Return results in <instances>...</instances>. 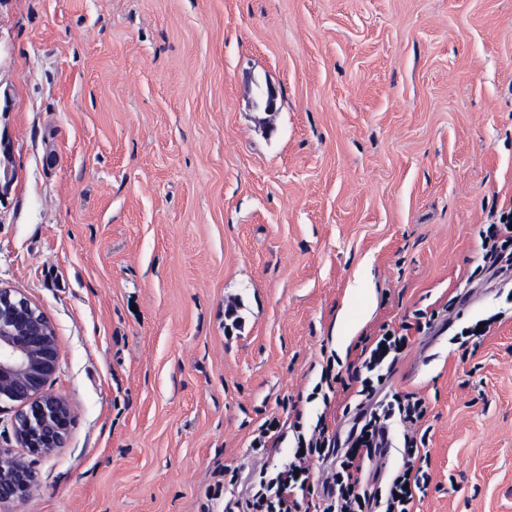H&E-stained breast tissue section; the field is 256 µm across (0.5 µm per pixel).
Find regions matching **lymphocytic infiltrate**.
<instances>
[{"mask_svg":"<svg viewBox=\"0 0 512 512\" xmlns=\"http://www.w3.org/2000/svg\"><path fill=\"white\" fill-rule=\"evenodd\" d=\"M502 214V220L489 225L486 232L484 269L491 278L512 271V206L504 208ZM405 343V336L383 335L365 352L362 367L367 375L362 389L366 397L358 404L346 433L329 431L324 423H317L312 436H298L293 461L274 477H249L244 495L228 501L224 512H298L299 494L306 489L304 468L312 454L339 461L338 471L324 484L322 512H365L370 498L363 491L362 474L375 450L390 444L392 417L411 424L419 421L425 412L424 401L417 395H397L385 405L372 393V372L390 355L400 353ZM428 482L427 471L403 465L390 481L383 502L384 512H410L415 493L426 490Z\"/></svg>","mask_w":512,"mask_h":512,"instance_id":"lymphocytic-infiltrate-1","label":"lymphocytic infiltrate"}]
</instances>
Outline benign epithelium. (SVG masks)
I'll return each mask as SVG.
<instances>
[{"label": "benign epithelium", "mask_w": 512, "mask_h": 512, "mask_svg": "<svg viewBox=\"0 0 512 512\" xmlns=\"http://www.w3.org/2000/svg\"><path fill=\"white\" fill-rule=\"evenodd\" d=\"M59 369L53 328L46 313L25 295L0 288V412H15L22 441L48 456L67 436V401L47 390ZM34 475L22 459L0 448V505L23 500Z\"/></svg>", "instance_id": "obj_1"}]
</instances>
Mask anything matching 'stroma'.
<instances>
[{"label": "stroma", "instance_id": "35a3bbf8", "mask_svg": "<svg viewBox=\"0 0 512 512\" xmlns=\"http://www.w3.org/2000/svg\"><path fill=\"white\" fill-rule=\"evenodd\" d=\"M277 109L256 103L258 86ZM0 287L51 320L70 405L6 512H202L344 428L323 367L434 311L385 375L425 401L411 512H512V0H0ZM481 335H474V328ZM283 422L273 452L254 449ZM502 210L499 224H490L483 240V269L486 276L491 278L511 272L512 269V230H509V225H512V204L502 207ZM487 240L492 242L490 246L486 244Z\"/></svg>", "mask_w": 512, "mask_h": 512}]
</instances>
